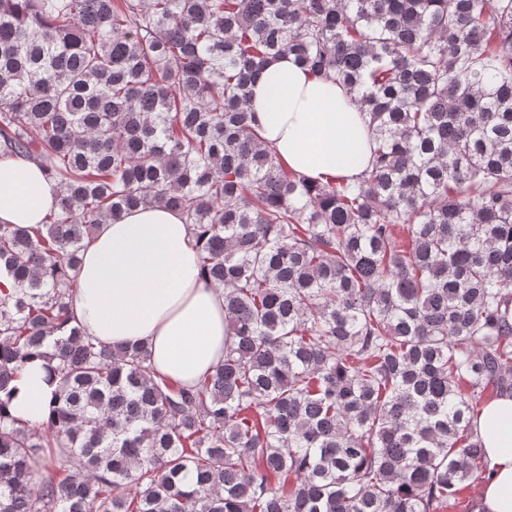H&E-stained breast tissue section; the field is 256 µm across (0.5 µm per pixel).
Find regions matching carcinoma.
<instances>
[{
  "label": "carcinoma",
  "instance_id": "carcinoma-1",
  "mask_svg": "<svg viewBox=\"0 0 512 512\" xmlns=\"http://www.w3.org/2000/svg\"><path fill=\"white\" fill-rule=\"evenodd\" d=\"M294 56L369 117L361 181L311 184L248 109ZM0 155L62 188L0 224V512H446L512 395V0H0ZM180 208L224 289V361L184 387L70 312L84 242ZM71 467L41 473L47 453ZM48 368L44 361L36 360L13 382L16 392L11 402V414L26 425L41 423L48 413L56 390V381Z\"/></svg>",
  "mask_w": 512,
  "mask_h": 512
}]
</instances>
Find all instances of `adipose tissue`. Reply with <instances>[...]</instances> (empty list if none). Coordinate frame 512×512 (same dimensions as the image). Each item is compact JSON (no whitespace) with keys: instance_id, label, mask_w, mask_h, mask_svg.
Here are the masks:
<instances>
[{"instance_id":"ef3b65f1","label":"adipose tissue","mask_w":512,"mask_h":512,"mask_svg":"<svg viewBox=\"0 0 512 512\" xmlns=\"http://www.w3.org/2000/svg\"><path fill=\"white\" fill-rule=\"evenodd\" d=\"M249 107L265 145L310 180L353 181L371 160V132L346 90L291 56L263 65ZM61 194L38 164L0 156V224L44 223ZM78 279L71 307L87 332L146 347L158 373L190 386L223 359L224 292L202 279L192 227L180 211L139 207L98 225L81 252ZM14 386L12 415L41 423L56 389L47 364L30 363ZM472 428L488 461L474 512H512V397L486 403Z\"/></svg>"}]
</instances>
